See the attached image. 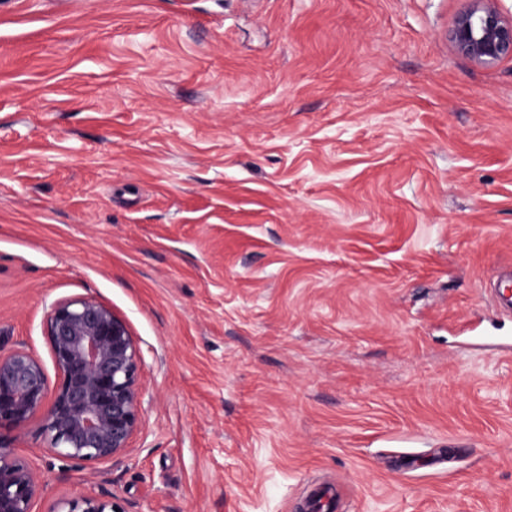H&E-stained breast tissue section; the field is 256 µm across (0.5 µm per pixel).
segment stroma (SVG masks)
<instances>
[{
  "label": "stroma",
  "instance_id": "stroma-1",
  "mask_svg": "<svg viewBox=\"0 0 512 512\" xmlns=\"http://www.w3.org/2000/svg\"><path fill=\"white\" fill-rule=\"evenodd\" d=\"M466 0H0V350L126 321L112 461L11 434L34 512H512V60ZM450 30L455 51L476 65L491 66L512 60V14L505 15L499 0H469ZM58 512H112V503L95 494H87L70 500Z\"/></svg>",
  "mask_w": 512,
  "mask_h": 512
}]
</instances>
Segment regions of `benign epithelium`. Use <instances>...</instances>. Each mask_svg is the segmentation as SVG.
<instances>
[{
	"instance_id": "7a95c632",
	"label": "benign epithelium",
	"mask_w": 512,
	"mask_h": 512,
	"mask_svg": "<svg viewBox=\"0 0 512 512\" xmlns=\"http://www.w3.org/2000/svg\"><path fill=\"white\" fill-rule=\"evenodd\" d=\"M469 2L450 30L455 51L480 66L512 60V15L499 0ZM46 335L59 370L54 384L30 352L0 350V432L24 431L38 417L54 453L112 460L139 428L140 355L126 322L93 299H73L50 308ZM38 491L34 472L0 440V512H33ZM64 512H112V504L87 494Z\"/></svg>"
}]
</instances>
